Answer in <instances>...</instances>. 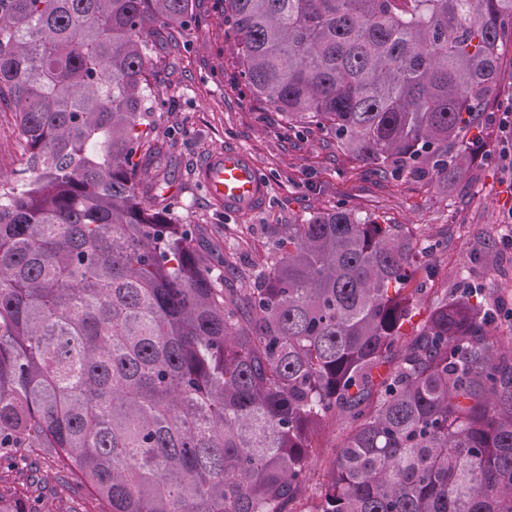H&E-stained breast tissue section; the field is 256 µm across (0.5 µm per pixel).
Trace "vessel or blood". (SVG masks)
<instances>
[{"label":"vessel or blood","instance_id":"b4317fda","mask_svg":"<svg viewBox=\"0 0 512 512\" xmlns=\"http://www.w3.org/2000/svg\"><path fill=\"white\" fill-rule=\"evenodd\" d=\"M200 178L210 198L232 211L252 210L267 196V185L253 161L238 150L213 154L202 166Z\"/></svg>","mask_w":512,"mask_h":512}]
</instances>
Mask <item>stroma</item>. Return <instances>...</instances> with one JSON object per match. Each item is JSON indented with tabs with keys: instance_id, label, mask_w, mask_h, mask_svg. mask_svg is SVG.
Masks as SVG:
<instances>
[{
	"instance_id": "stroma-1",
	"label": "stroma",
	"mask_w": 512,
	"mask_h": 512,
	"mask_svg": "<svg viewBox=\"0 0 512 512\" xmlns=\"http://www.w3.org/2000/svg\"><path fill=\"white\" fill-rule=\"evenodd\" d=\"M192 14L195 21L185 29L160 28L149 36L156 49L148 63L146 144L169 159L176 223L202 227L198 249L225 261L227 279L266 255L271 225L298 224L343 206L381 224L405 225L414 240L412 267L431 266L414 329L424 325L438 296L467 281L482 283L512 308V247L503 243L512 230L505 222L512 214V168L502 159L497 129L501 113L512 108V42L502 51L498 94L469 133L482 158L470 184L451 189L429 176L377 173L318 130H289L280 112L247 91L231 49L234 31L216 0H192ZM227 149L247 153L270 186L266 203L245 215L215 204L199 177L203 162ZM23 163L15 108L2 103L0 176H13ZM433 241L442 244L435 254L428 249ZM39 475L58 490L45 498V512H104L105 503L76 476H63L52 459L40 461Z\"/></svg>"
}]
</instances>
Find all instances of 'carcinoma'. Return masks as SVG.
I'll list each match as a JSON object with an SVG mask.
<instances>
[{
	"mask_svg": "<svg viewBox=\"0 0 512 512\" xmlns=\"http://www.w3.org/2000/svg\"><path fill=\"white\" fill-rule=\"evenodd\" d=\"M250 91L387 173L448 187L495 95L512 0H221ZM191 0H0V466L37 454L109 512H512V346L466 284L399 347L425 278L402 224L270 231L247 288L140 196L146 63ZM345 421L318 498V431ZM0 512H42L25 491ZM24 145L14 106L0 104V176L13 177L22 168Z\"/></svg>",
	"mask_w": 512,
	"mask_h": 512,
	"instance_id": "1",
	"label": "carcinoma"
}]
</instances>
